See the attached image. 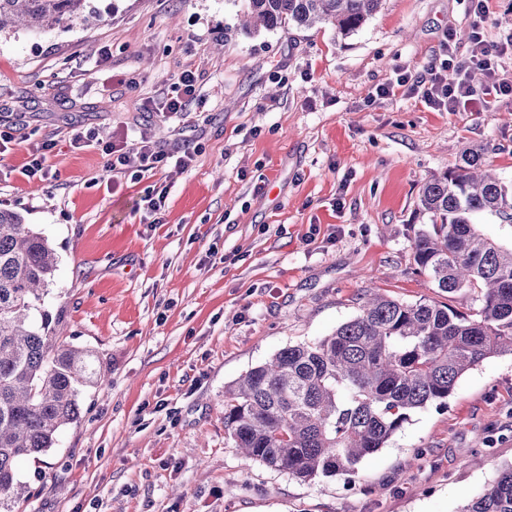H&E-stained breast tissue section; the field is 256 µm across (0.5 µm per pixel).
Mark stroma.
<instances>
[{
  "label": "stroma",
  "instance_id": "obj_1",
  "mask_svg": "<svg viewBox=\"0 0 512 512\" xmlns=\"http://www.w3.org/2000/svg\"><path fill=\"white\" fill-rule=\"evenodd\" d=\"M99 22L0 35V208L56 252L45 309L92 350L104 382L78 423L17 466L16 512H459L512 464V356L460 378L445 406L411 413L354 478L298 480L244 460L224 433V390L278 350L312 344L358 314L364 289L436 299L417 274L420 187L479 150L512 184V99L441 112L376 98L423 71L446 33L459 55L469 0H382L357 32L245 33V0H92ZM107 66H96L99 50ZM185 70L199 118L146 112ZM135 130L185 171L139 180L100 145ZM95 134L82 149L71 131ZM46 181L19 173L44 140ZM166 187L159 218L142 202Z\"/></svg>",
  "mask_w": 512,
  "mask_h": 512
}]
</instances>
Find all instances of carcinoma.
Returning a JSON list of instances; mask_svg holds the SVG:
<instances>
[{
	"label": "carcinoma",
	"instance_id": "1",
	"mask_svg": "<svg viewBox=\"0 0 512 512\" xmlns=\"http://www.w3.org/2000/svg\"><path fill=\"white\" fill-rule=\"evenodd\" d=\"M247 2V27L330 25L347 36L382 0ZM88 6L0 0V31L67 28L94 16ZM483 166L475 151L426 181L417 208L428 228L413 245L418 273L450 300L477 294L479 310L372 292L329 336L279 350L224 391V431L246 459L302 481L354 476L413 410L446 405L467 371L512 355V247L474 223L484 214L511 223L512 194ZM56 270L49 239L0 209V512H14L25 498L17 463L51 448L57 433L79 420L82 389L103 382L93 354L61 341L60 318L42 309ZM458 512H512V464Z\"/></svg>",
	"mask_w": 512,
	"mask_h": 512
}]
</instances>
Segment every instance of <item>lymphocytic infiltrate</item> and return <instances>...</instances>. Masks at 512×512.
I'll return each mask as SVG.
<instances>
[{
    "mask_svg": "<svg viewBox=\"0 0 512 512\" xmlns=\"http://www.w3.org/2000/svg\"><path fill=\"white\" fill-rule=\"evenodd\" d=\"M471 8L475 20L467 58H458L455 43L445 42L442 56L434 64L421 72L405 71L398 74L394 81L377 87V97H389L401 89L444 112L483 111L501 99H511L512 81L501 77L498 62L512 53V33L495 42L487 41L480 24L487 12L486 0H471ZM473 70L483 73L481 86L472 84L469 73ZM197 83L198 77L194 72H181L170 84L162 100L152 104V111L170 119H187L190 106L197 99ZM102 151L107 157V170L127 173L137 180L145 173L171 163L183 169L188 168L198 149L188 145L180 155L175 156L150 142L137 140L125 146L107 143L103 145Z\"/></svg>",
    "mask_w": 512,
    "mask_h": 512,
    "instance_id": "obj_1",
    "label": "lymphocytic infiltrate"
}]
</instances>
